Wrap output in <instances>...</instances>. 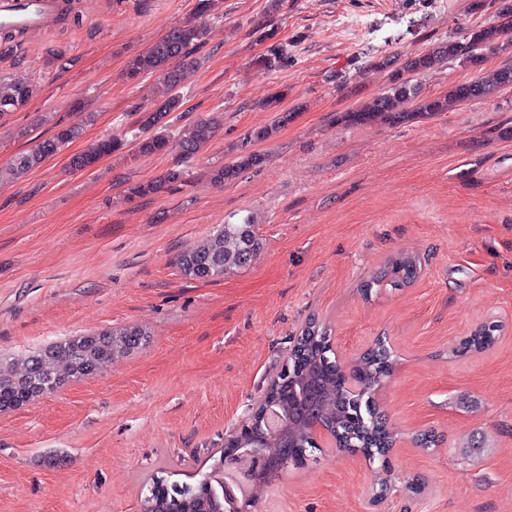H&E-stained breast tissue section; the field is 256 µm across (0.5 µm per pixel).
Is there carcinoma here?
<instances>
[{"mask_svg":"<svg viewBox=\"0 0 512 512\" xmlns=\"http://www.w3.org/2000/svg\"><path fill=\"white\" fill-rule=\"evenodd\" d=\"M215 0H198L195 16L170 29L146 51L131 57L126 65V76L135 79L145 73H159L166 98L154 110L140 114L135 152L149 157L167 150L171 135L166 118L183 106L180 89L197 65L195 54L203 47L205 27L201 18L211 15ZM512 34V6L499 12L498 19L448 37L437 48L408 57L400 67L392 68V58L384 56L371 64L376 70H389L388 84L370 100L350 109L336 119L345 126L365 125L377 118L390 124H406L417 118L436 115L448 109V102H467L484 98L497 91L512 88V65L485 71V57L503 47L502 40ZM459 62L477 72L474 80L457 86L445 97L420 96L414 78L433 71L444 64ZM35 88L18 82L0 84V113L24 106ZM215 122L201 119L188 123L179 131L177 143L182 154L190 158L198 154L211 140ZM80 135V124H57L56 132L30 150L18 155L7 172L21 176L40 167L61 147ZM123 149L118 138L97 142L72 157L74 170L93 167L101 158ZM262 163L254 152L240 155L235 161L211 171L217 184L235 180L245 169ZM184 171L171 169L163 176L130 187L135 197L157 195L169 190L171 184L183 180ZM260 248L253 224L245 217L239 223H227L204 245L182 251L177 259L181 272L197 280L210 279L246 266ZM420 261L409 255H397L389 260L382 274L364 287L369 292L375 286L388 284L405 287L417 277ZM498 325L489 323L476 329L460 347L458 353L481 351L495 339ZM327 329L309 323L297 339L288 359L287 377L277 376L269 385L266 401L278 398L281 383L288 380L301 385L318 379L322 395L312 409L311 418L325 424L344 444H353L381 464L376 472V485L388 488L392 471L383 457L392 442L382 418L371 407V396L390 375L394 363L392 352L382 342L376 343L359 357L350 372L361 382L362 391L352 395L344 387V373L328 356ZM147 344L145 334L136 328L119 331L105 330L93 334L72 336L49 344L15 363L0 360V412H7L56 392L66 383L94 375L99 367ZM297 444L296 453L307 454L314 447L307 421L294 418L288 428ZM141 512H224V457H219L212 470L203 475L196 485L173 484L158 481L148 489L141 501Z\"/></svg>","mask_w":512,"mask_h":512,"instance_id":"carcinoma-1","label":"carcinoma"}]
</instances>
